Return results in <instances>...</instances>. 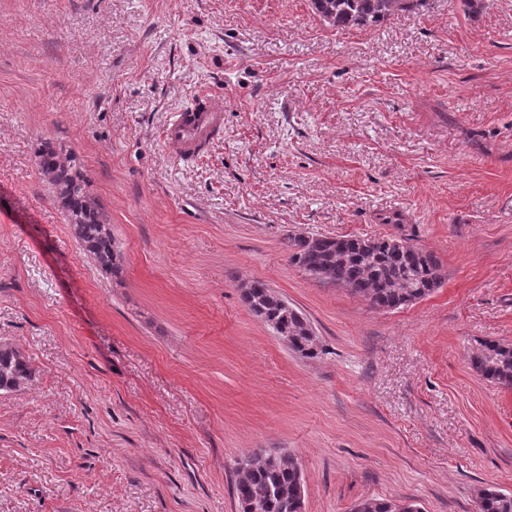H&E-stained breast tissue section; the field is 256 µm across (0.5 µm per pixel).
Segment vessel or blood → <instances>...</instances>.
Instances as JSON below:
<instances>
[{"label":"vessel or blood","mask_w":512,"mask_h":512,"mask_svg":"<svg viewBox=\"0 0 512 512\" xmlns=\"http://www.w3.org/2000/svg\"><path fill=\"white\" fill-rule=\"evenodd\" d=\"M224 109L205 95L177 113L168 125L164 139L172 152L183 159H193L209 147L224 124Z\"/></svg>","instance_id":"b4317fda"}]
</instances>
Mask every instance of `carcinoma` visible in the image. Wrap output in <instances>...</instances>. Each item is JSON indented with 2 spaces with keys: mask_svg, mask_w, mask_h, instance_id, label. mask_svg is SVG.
I'll return each instance as SVG.
<instances>
[{
  "mask_svg": "<svg viewBox=\"0 0 512 512\" xmlns=\"http://www.w3.org/2000/svg\"><path fill=\"white\" fill-rule=\"evenodd\" d=\"M428 0H310V8L338 29L368 30L388 19L427 7ZM37 164L68 211L70 232L83 251L107 276L119 274L120 265L111 225L89 195L90 180L77 155L65 156L52 147L37 153ZM292 263L314 279H330L373 307L393 310L430 295L442 282V266L431 253L413 245L397 244L394 237L362 239L343 236H303L289 240ZM249 311L274 334H286L290 347L304 358L322 349L309 335L311 325L296 309L285 311V300L257 281L244 289ZM483 378L512 387V344L488 341L473 358ZM34 370L21 350L0 343V389L20 391L33 379ZM299 466L295 459L261 451L236 461L234 494L238 504L254 502L258 512H301L295 498ZM353 512H419L416 504L394 499L359 501ZM478 512H512V494L485 490Z\"/></svg>",
  "mask_w": 512,
  "mask_h": 512,
  "instance_id": "1",
  "label": "carcinoma"
}]
</instances>
